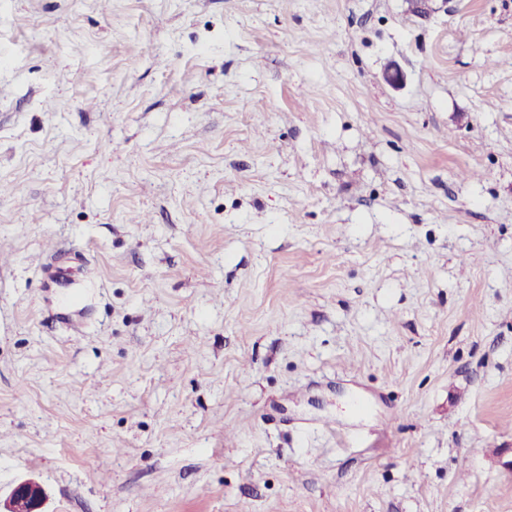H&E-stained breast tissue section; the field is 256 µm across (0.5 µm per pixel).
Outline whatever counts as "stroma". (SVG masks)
Instances as JSON below:
<instances>
[{"mask_svg":"<svg viewBox=\"0 0 512 512\" xmlns=\"http://www.w3.org/2000/svg\"><path fill=\"white\" fill-rule=\"evenodd\" d=\"M0 180L1 492L512 512V0H0Z\"/></svg>","mask_w":512,"mask_h":512,"instance_id":"35a3bbf8","label":"stroma"}]
</instances>
